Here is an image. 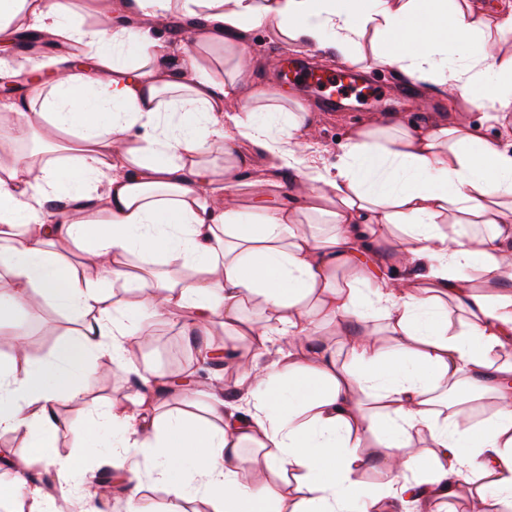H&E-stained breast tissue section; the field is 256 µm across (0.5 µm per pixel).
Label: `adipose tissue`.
<instances>
[{
    "label": "adipose tissue",
    "instance_id": "ef3b65f1",
    "mask_svg": "<svg viewBox=\"0 0 512 512\" xmlns=\"http://www.w3.org/2000/svg\"><path fill=\"white\" fill-rule=\"evenodd\" d=\"M176 13L197 20L189 41L164 36ZM74 15L71 0H0V44L35 30L77 44L93 67L59 68L21 102L0 104L1 138L40 123L67 139L61 163L0 168V320L30 288L86 320L48 360L21 372L0 363V432L27 431L40 449L0 485V507L25 499L29 512H48L26 476L36 461L69 496L74 463L48 453L57 406L82 398L98 361L131 366L129 338L151 337L139 313L186 311L184 336L218 321L254 341L256 356L235 357L251 410L240 414L215 388L206 417L151 416L137 396L73 429L83 447L96 426L111 427L129 512H150L141 480L125 477L142 465L168 512H181L191 487L212 512H378L384 501L434 512L471 475L482 481L480 512H512V362L493 361L512 346V294L500 290L512 280V144L467 123L379 118L352 129L339 163L326 166L312 113L253 82L248 54L261 29L352 64L367 38L372 65L439 86L451 102L472 103L482 84L487 120L503 125L512 57L500 56L497 38L512 33V0L493 14L480 0H123L102 30L80 28ZM136 127L143 136L130 138ZM260 159L287 174V201L239 203L240 175ZM316 222L330 225L328 237L312 231ZM469 224L486 231L468 235ZM58 239L101 279L134 291V306L107 305L98 282L50 251ZM383 245L396 252L397 274L379 269ZM137 257L151 268L137 271ZM252 304L263 321L248 316ZM452 305L466 316L461 327L448 320ZM376 313L386 350L364 333L346 364L332 346L308 360L260 356L272 337L365 326ZM463 380L473 398L498 402L483 424L433 407V393ZM420 432L434 449L425 459L409 452ZM367 442L384 463L375 490L356 479ZM248 444L265 449L268 472L294 479L292 500L240 481Z\"/></svg>",
    "mask_w": 512,
    "mask_h": 512
}]
</instances>
